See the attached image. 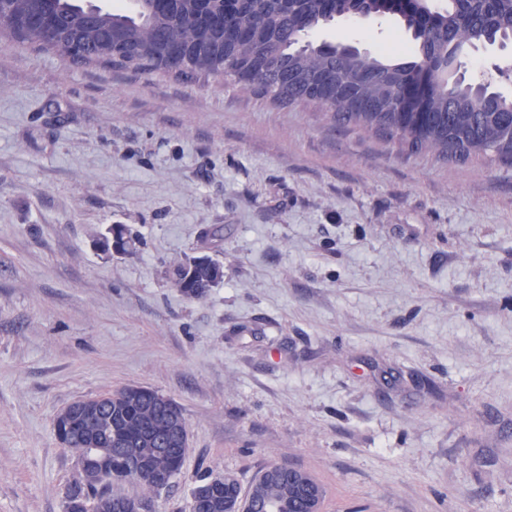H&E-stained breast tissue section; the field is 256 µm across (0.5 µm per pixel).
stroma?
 Wrapping results in <instances>:
<instances>
[{"instance_id":"35a3bbf8","label":"stroma","mask_w":512,"mask_h":512,"mask_svg":"<svg viewBox=\"0 0 512 512\" xmlns=\"http://www.w3.org/2000/svg\"><path fill=\"white\" fill-rule=\"evenodd\" d=\"M407 53L394 16L312 33ZM512 66L469 51L467 80ZM113 224L133 247L93 242ZM224 280L185 297L169 269ZM127 386L198 476L307 470L322 512H512V165L413 153L221 77L0 46V512H63L54 419ZM177 266L174 271V286L179 288L186 297L190 299L206 298L213 285L220 283L224 278L223 266L213 260L205 263L195 264L191 277L189 261ZM188 278V279H187Z\"/></svg>"}]
</instances>
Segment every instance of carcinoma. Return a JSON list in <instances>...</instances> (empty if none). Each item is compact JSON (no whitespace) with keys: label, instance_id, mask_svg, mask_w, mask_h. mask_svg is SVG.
<instances>
[{"label":"carcinoma","instance_id":"carcinoma-1","mask_svg":"<svg viewBox=\"0 0 512 512\" xmlns=\"http://www.w3.org/2000/svg\"><path fill=\"white\" fill-rule=\"evenodd\" d=\"M7 30L16 42L54 52L79 66L118 64L137 71L160 70L167 54L180 59L187 75H221L280 106L325 105L318 90L334 93L330 119L340 127L375 131L398 139L408 151L431 152L466 161L492 155L512 165V97L465 79L450 80L459 58L476 46L512 43V0H411L401 23L411 33L407 58L369 54L350 45L323 49L307 40L309 32L338 17L383 13L380 0H133V10L112 11L93 0H0ZM428 69L437 80L425 110L404 112L401 95L414 72ZM224 278L223 266L210 260L181 263L174 286L190 299L207 297ZM157 391L126 388L113 393L109 435L126 438L123 454L152 469L181 471L171 453L140 436L155 419ZM119 462L104 470L99 484L84 491L87 501L104 494L123 495ZM253 495L271 500L281 512H300L288 483L255 478Z\"/></svg>","mask_w":512,"mask_h":512}]
</instances>
